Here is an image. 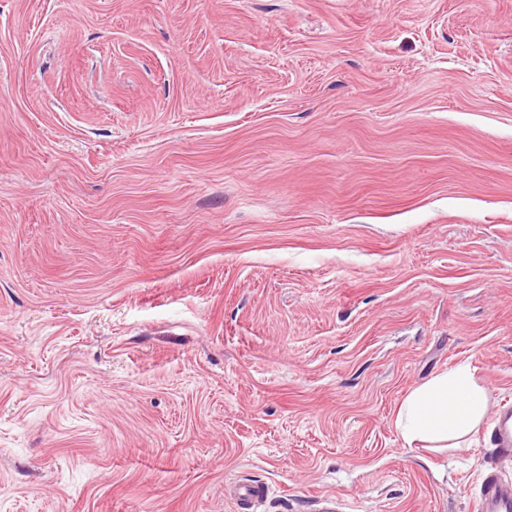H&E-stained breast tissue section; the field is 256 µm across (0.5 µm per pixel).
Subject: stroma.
<instances>
[{"mask_svg":"<svg viewBox=\"0 0 512 512\" xmlns=\"http://www.w3.org/2000/svg\"><path fill=\"white\" fill-rule=\"evenodd\" d=\"M512 404V0H0V512H474ZM488 393L466 368L433 377L401 404L396 426L410 445L461 448L484 420ZM240 501L245 505L243 510L251 509L255 503L267 498L268 489L254 481H238L234 485Z\"/></svg>","mask_w":512,"mask_h":512,"instance_id":"35a3bbf8","label":"stroma"}]
</instances>
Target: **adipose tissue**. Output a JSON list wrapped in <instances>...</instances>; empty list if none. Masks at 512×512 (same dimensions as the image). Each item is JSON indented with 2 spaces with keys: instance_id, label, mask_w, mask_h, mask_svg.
<instances>
[{
  "instance_id": "1",
  "label": "adipose tissue",
  "mask_w": 512,
  "mask_h": 512,
  "mask_svg": "<svg viewBox=\"0 0 512 512\" xmlns=\"http://www.w3.org/2000/svg\"><path fill=\"white\" fill-rule=\"evenodd\" d=\"M488 401L486 389L467 369L445 372L407 396L398 410L396 426L407 443L459 448L481 425Z\"/></svg>"
}]
</instances>
